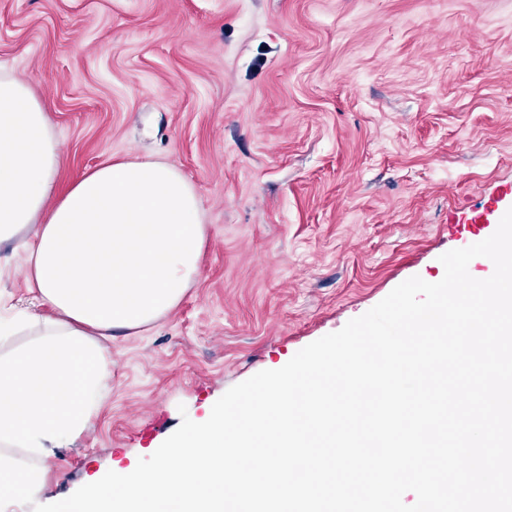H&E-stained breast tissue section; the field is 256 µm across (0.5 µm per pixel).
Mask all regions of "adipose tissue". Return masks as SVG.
I'll use <instances>...</instances> for the list:
<instances>
[{"label":"adipose tissue","mask_w":512,"mask_h":512,"mask_svg":"<svg viewBox=\"0 0 512 512\" xmlns=\"http://www.w3.org/2000/svg\"><path fill=\"white\" fill-rule=\"evenodd\" d=\"M58 141L28 80L0 72V245L21 241L47 315L0 321L35 330L0 355V512H22L42 488L16 465L54 454L99 408L115 332L134 336L175 309L206 238L192 184L160 160H119L58 190Z\"/></svg>","instance_id":"ef3b65f1"}]
</instances>
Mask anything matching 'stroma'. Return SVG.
<instances>
[{
	"label": "stroma",
	"mask_w": 512,
	"mask_h": 512,
	"mask_svg": "<svg viewBox=\"0 0 512 512\" xmlns=\"http://www.w3.org/2000/svg\"><path fill=\"white\" fill-rule=\"evenodd\" d=\"M0 71L29 79L60 185L112 158L193 185L206 240L182 302L107 344L80 438L37 463L61 501L151 456L512 208V0H0ZM31 310L0 247V310Z\"/></svg>",
	"instance_id": "35a3bbf8"
}]
</instances>
